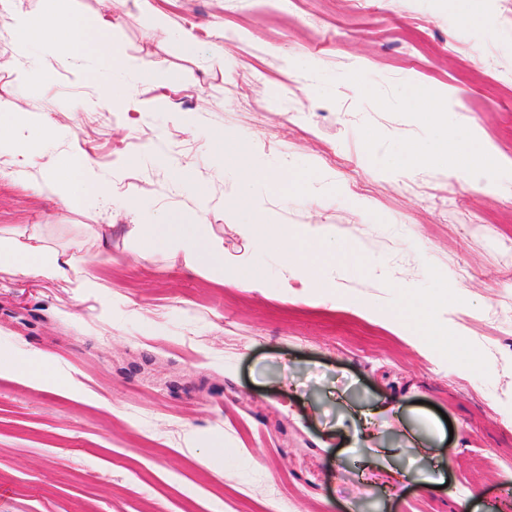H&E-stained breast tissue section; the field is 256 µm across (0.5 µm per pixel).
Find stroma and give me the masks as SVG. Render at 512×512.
I'll return each mask as SVG.
<instances>
[{
    "label": "stroma",
    "instance_id": "stroma-1",
    "mask_svg": "<svg viewBox=\"0 0 512 512\" xmlns=\"http://www.w3.org/2000/svg\"><path fill=\"white\" fill-rule=\"evenodd\" d=\"M65 0L108 16L115 54L176 82L112 91L105 63L48 43L18 55L0 10V228L38 227L97 289L0 273V512H512V0ZM193 31L195 53L153 15ZM447 97L417 113V89ZM241 137L259 174L232 208L210 131ZM446 135L496 151L459 181L408 147ZM186 166L189 192L148 149ZM100 191L66 203V164ZM204 214L224 270L144 247L145 224ZM326 225L302 270L248 236ZM253 273L256 288L236 281ZM434 299L485 368L423 349L395 316ZM367 430L365 441L355 439ZM224 451L220 467L196 456ZM439 492L389 489L372 455Z\"/></svg>",
    "mask_w": 512,
    "mask_h": 512
}]
</instances>
